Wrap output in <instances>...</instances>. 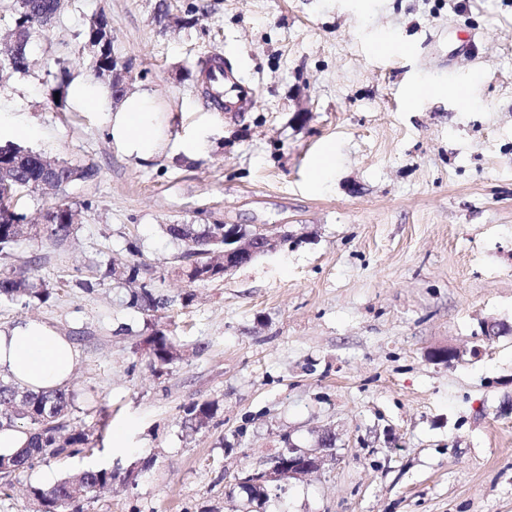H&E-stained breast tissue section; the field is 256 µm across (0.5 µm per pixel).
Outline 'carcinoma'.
I'll return each instance as SVG.
<instances>
[{
	"instance_id": "obj_1",
	"label": "carcinoma",
	"mask_w": 512,
	"mask_h": 512,
	"mask_svg": "<svg viewBox=\"0 0 512 512\" xmlns=\"http://www.w3.org/2000/svg\"><path fill=\"white\" fill-rule=\"evenodd\" d=\"M56 0H17V18L14 29L22 34L42 31L50 25V16L55 11ZM60 168L57 177L62 179L76 175L77 179H91L96 171L91 166L72 165L67 162L51 161L48 165H36L32 160L20 166L15 176V195H20L37 180L44 171ZM219 229L217 224H169L167 233L175 241L185 246L192 254L216 253L218 245L212 243ZM20 238L15 224L0 223V253L8 249ZM35 296L45 302L51 297V291L43 288L37 292L29 288L24 279L13 276L6 270H0V301L17 302L29 296ZM131 305L144 312L156 313L165 308L163 299L155 296L151 289L142 287L130 295ZM151 354L155 362L166 365L176 358L173 343L164 333L157 331L149 341ZM6 400L10 408L7 422H0V428L13 427L17 422L26 425L30 440L25 448L9 456H0L24 470L33 466L38 459L56 457L66 452L74 453L89 444V434L75 430L64 439L59 433L64 428L63 420L69 412L71 398L63 389L33 392L25 390L12 382L0 380V400ZM116 478L114 472L107 469L85 470L74 479L63 480L47 489H38L35 495L41 507L40 512H60L57 503L70 498L89 499L101 488L112 484Z\"/></svg>"
}]
</instances>
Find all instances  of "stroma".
<instances>
[{"label":"stroma","instance_id":"obj_1","mask_svg":"<svg viewBox=\"0 0 512 512\" xmlns=\"http://www.w3.org/2000/svg\"><path fill=\"white\" fill-rule=\"evenodd\" d=\"M101 16L127 92L163 115L143 159L109 137L115 100L55 96L89 77L81 34ZM28 54V71L0 72V110L32 130L20 147L97 174L23 193L31 223L64 203L79 221L0 254L53 291L0 302V328L38 318L74 344L66 425L90 443L0 476V512H38L33 489L87 469L117 478L65 512H247L235 475L327 432L322 468L256 512H512V0H66ZM213 54L252 88L243 111L204 98ZM170 224L284 237L194 281ZM133 264L169 300L156 315L110 274ZM158 329L178 350L167 365L150 354ZM195 403L211 417L192 429Z\"/></svg>","mask_w":512,"mask_h":512}]
</instances>
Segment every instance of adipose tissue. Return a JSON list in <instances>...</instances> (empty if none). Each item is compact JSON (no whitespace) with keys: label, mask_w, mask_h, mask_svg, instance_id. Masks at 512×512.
<instances>
[{"label":"adipose tissue","mask_w":512,"mask_h":512,"mask_svg":"<svg viewBox=\"0 0 512 512\" xmlns=\"http://www.w3.org/2000/svg\"><path fill=\"white\" fill-rule=\"evenodd\" d=\"M109 135L126 154L150 156L161 141V119L149 91L128 95L107 120ZM78 352L69 339L37 319L0 329V371L33 391L64 386Z\"/></svg>","instance_id":"ef3b65f1"}]
</instances>
